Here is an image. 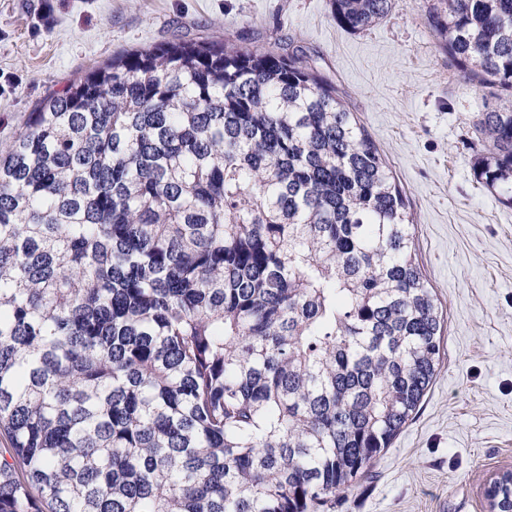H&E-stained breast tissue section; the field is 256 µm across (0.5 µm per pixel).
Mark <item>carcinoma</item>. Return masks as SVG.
<instances>
[{
	"label": "carcinoma",
	"mask_w": 512,
	"mask_h": 512,
	"mask_svg": "<svg viewBox=\"0 0 512 512\" xmlns=\"http://www.w3.org/2000/svg\"><path fill=\"white\" fill-rule=\"evenodd\" d=\"M424 12L463 82L512 99V0ZM472 125L511 207L512 103ZM446 328L390 164L303 54L124 52L0 146V512H332ZM485 496L512 512V479Z\"/></svg>",
	"instance_id": "carcinoma-1"
}]
</instances>
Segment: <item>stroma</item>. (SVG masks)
I'll return each mask as SVG.
<instances>
[{
	"label": "stroma",
	"instance_id": "35a3bbf8",
	"mask_svg": "<svg viewBox=\"0 0 512 512\" xmlns=\"http://www.w3.org/2000/svg\"><path fill=\"white\" fill-rule=\"evenodd\" d=\"M199 37L303 47L346 93L408 198L448 312L416 418L336 512H488V482L512 470V208L474 174L469 118L497 99L458 79L416 0L359 33L337 27L331 0H0V114L33 111L123 51Z\"/></svg>",
	"mask_w": 512,
	"mask_h": 512
}]
</instances>
